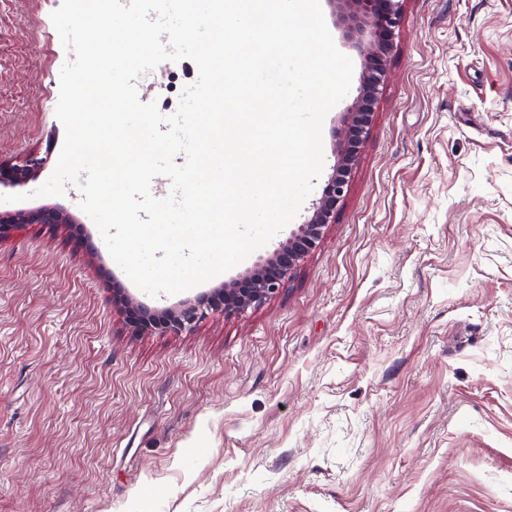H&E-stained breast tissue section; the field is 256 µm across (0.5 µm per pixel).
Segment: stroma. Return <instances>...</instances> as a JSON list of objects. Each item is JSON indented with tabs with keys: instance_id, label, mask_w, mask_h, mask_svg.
<instances>
[{
	"instance_id": "obj_1",
	"label": "stroma",
	"mask_w": 512,
	"mask_h": 512,
	"mask_svg": "<svg viewBox=\"0 0 512 512\" xmlns=\"http://www.w3.org/2000/svg\"><path fill=\"white\" fill-rule=\"evenodd\" d=\"M61 0H0V160L47 163L0 217V512H512V0H407L348 190L263 304L133 333L247 274L150 296L55 170ZM356 67L323 124L336 162ZM68 218L60 211L52 209H39L20 214L17 218L0 220V241L11 236L16 224H67Z\"/></svg>"
}]
</instances>
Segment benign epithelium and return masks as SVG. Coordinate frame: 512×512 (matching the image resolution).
<instances>
[{"mask_svg":"<svg viewBox=\"0 0 512 512\" xmlns=\"http://www.w3.org/2000/svg\"><path fill=\"white\" fill-rule=\"evenodd\" d=\"M406 0H328L338 8L346 37L359 49L363 83L346 117L336 154V164L321 197L303 224L292 232L288 244L256 265L251 275L215 291L214 303L207 306L185 304L176 311L146 316L139 305L128 301L126 308L133 332L148 329L179 331L206 314L222 310L232 316L258 306L274 294L282 280L319 246L328 225L334 223L336 208L348 188L352 166L372 123L374 105L388 75V59L393 51ZM46 159L30 155L20 162L0 161V186L21 187L38 174ZM68 218L52 209L23 213L0 220V241L11 236L18 224H66Z\"/></svg>","mask_w":512,"mask_h":512,"instance_id":"1","label":"benign epithelium"}]
</instances>
